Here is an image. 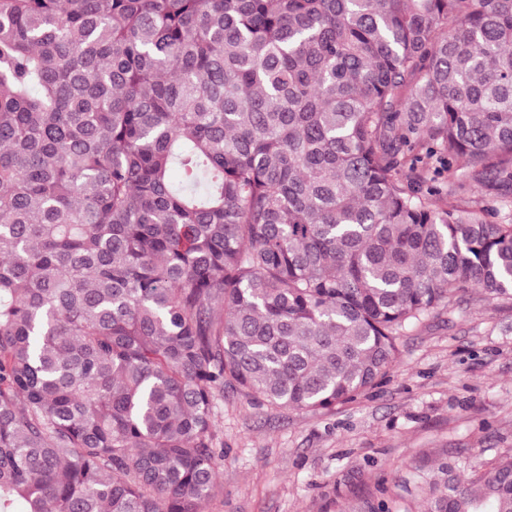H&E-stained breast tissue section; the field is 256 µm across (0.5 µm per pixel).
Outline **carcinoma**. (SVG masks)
<instances>
[{"label": "carcinoma", "instance_id": "1", "mask_svg": "<svg viewBox=\"0 0 512 512\" xmlns=\"http://www.w3.org/2000/svg\"><path fill=\"white\" fill-rule=\"evenodd\" d=\"M512 0H0V512H204L232 393L330 411L512 297ZM512 512V453L367 512Z\"/></svg>", "mask_w": 512, "mask_h": 512}]
</instances>
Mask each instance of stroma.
<instances>
[{
  "mask_svg": "<svg viewBox=\"0 0 512 512\" xmlns=\"http://www.w3.org/2000/svg\"><path fill=\"white\" fill-rule=\"evenodd\" d=\"M387 374L333 411L225 394L220 491L205 512H358L415 461L512 452V299L457 292L397 339Z\"/></svg>",
  "mask_w": 512,
  "mask_h": 512,
  "instance_id": "1",
  "label": "stroma"
}]
</instances>
